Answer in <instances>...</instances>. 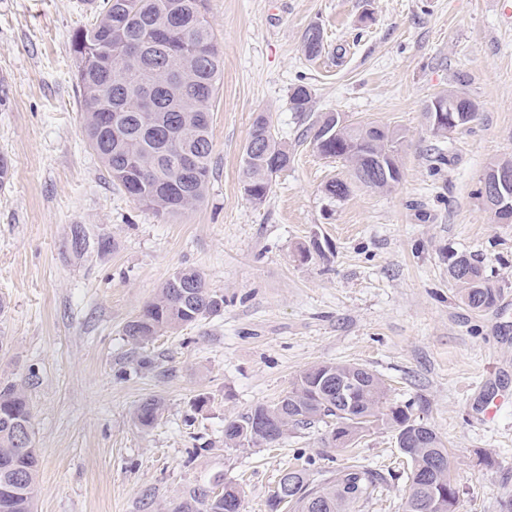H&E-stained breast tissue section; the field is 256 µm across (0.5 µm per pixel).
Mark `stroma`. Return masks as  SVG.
I'll return each instance as SVG.
<instances>
[{
  "instance_id": "stroma-1",
  "label": "stroma",
  "mask_w": 512,
  "mask_h": 512,
  "mask_svg": "<svg viewBox=\"0 0 512 512\" xmlns=\"http://www.w3.org/2000/svg\"><path fill=\"white\" fill-rule=\"evenodd\" d=\"M100 0H0V381H25L39 455L36 512H141L200 481L242 488V512H269L281 474L365 465L383 476L360 512H403L409 464L390 429L346 448L326 427L269 448H228L225 420L275 401L304 369L363 365L388 402L408 404L445 442L456 512H506L512 500V224L477 190L512 157V21L497 0H208L224 58L205 200L160 218L113 186L82 129L73 33ZM319 25L324 50L302 37ZM312 91L309 117L291 88ZM455 90L479 106L448 138L426 104ZM292 152L263 204L243 193L240 157L258 114ZM338 112L404 135L402 178L380 191L319 155L312 119ZM350 184L341 202L323 188ZM112 251L77 254L74 225ZM478 260L497 304L460 300L448 259ZM202 271L221 316L149 344L122 333L176 269ZM505 398L494 419L483 395ZM155 395L164 409L141 429ZM207 396L203 411L193 400ZM163 402L152 396L143 399L136 409L134 419L142 429L152 428L161 415Z\"/></svg>"
}]
</instances>
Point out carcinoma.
I'll list each match as a JSON object with an SVG mask.
<instances>
[{"label":"carcinoma","mask_w":512,"mask_h":512,"mask_svg":"<svg viewBox=\"0 0 512 512\" xmlns=\"http://www.w3.org/2000/svg\"><path fill=\"white\" fill-rule=\"evenodd\" d=\"M309 57L324 49L323 33L312 25L303 34ZM80 66L77 75L80 109L88 146L96 153L112 184L139 206L169 218L185 213L205 198L213 144L211 112L222 72L213 28L207 18V0H102L96 22L72 36ZM180 76L183 90L171 94L154 110L141 106L146 89L170 76ZM308 86H294L290 108L311 109ZM333 120L327 113L312 124V142L325 158L350 164L356 181L371 184V159L376 155L402 175L404 135L385 129L380 134L364 125L350 126L341 138H327L324 127ZM250 141L260 144L253 152L243 148L241 183L255 204L265 202L273 178L288 167V145L274 132L272 117L257 116ZM449 276L461 286V300L472 310L494 307L498 291L486 280L482 268L465 253L448 262ZM224 312V295L208 288L203 274L191 267L173 272L156 296L123 326L135 344L174 333ZM358 380L348 403L336 402L326 380L336 376ZM387 387L370 369L354 363H321L303 370L291 388L272 404H259L241 418L224 424L228 448L271 446L288 431L317 422L342 425L341 434L355 441L380 425L396 430L410 442L405 455L411 469L404 494V512H428L441 494L443 512H455L459 489L451 479L448 448L438 433L412 418L410 406H386ZM163 402L143 399L134 419L143 429L155 425ZM33 413L25 386L0 382V512H33L38 488V455L34 446ZM381 475L364 466H347L318 480L307 468L290 469L279 481L288 485V512H352L372 498ZM203 482L189 488L165 512H241L237 484Z\"/></svg>","instance_id":"obj_1"}]
</instances>
